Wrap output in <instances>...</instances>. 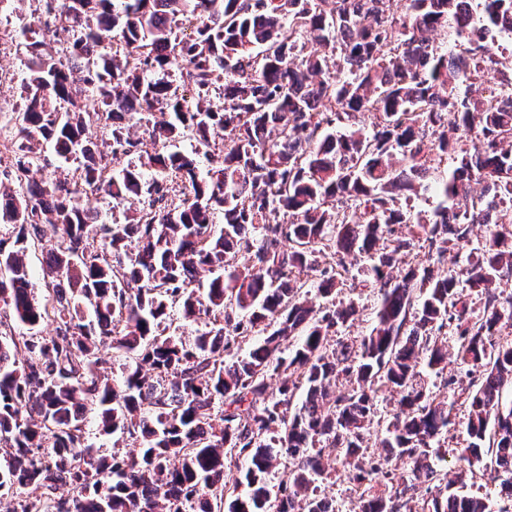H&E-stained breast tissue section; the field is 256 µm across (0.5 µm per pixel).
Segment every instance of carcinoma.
Masks as SVG:
<instances>
[{
  "mask_svg": "<svg viewBox=\"0 0 512 512\" xmlns=\"http://www.w3.org/2000/svg\"><path fill=\"white\" fill-rule=\"evenodd\" d=\"M40 2L45 18L18 31L32 58L0 165L17 185L0 192V304L28 327L0 339L5 512H339L320 494L338 463L364 485L358 512H486L436 467L458 406L459 474L499 483L512 512V0L478 15L467 0H408L404 15L393 0ZM52 28L65 63L44 49ZM107 40L124 51L103 54ZM484 78L494 91L473 97ZM97 120L112 127L101 145ZM187 130L221 143L224 166L200 176L199 151L175 148ZM48 144L139 210L91 240L78 185L32 177ZM122 157L140 167L112 168ZM431 189L440 202L414 227L408 201ZM476 224L494 230L462 268L398 266L417 248L444 263ZM49 230L38 299L24 255ZM358 280L377 305L345 342L364 308L312 296ZM174 311L203 321L192 340L166 332ZM449 336L469 375L444 379L450 400L418 381L448 369ZM395 393L384 452L367 455ZM90 413L138 453H93ZM395 461L410 465L398 485Z\"/></svg>",
  "mask_w": 512,
  "mask_h": 512,
  "instance_id": "carcinoma-1",
  "label": "carcinoma"
}]
</instances>
